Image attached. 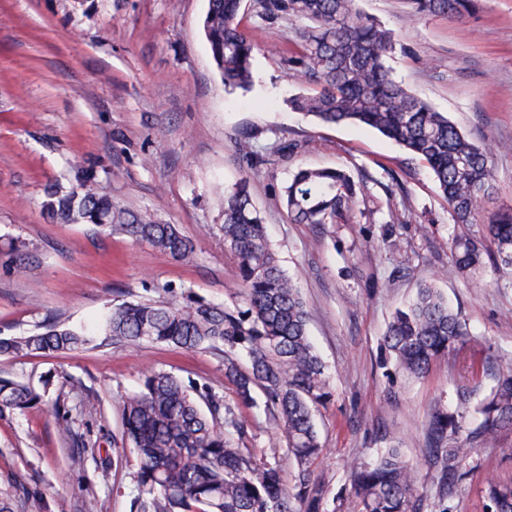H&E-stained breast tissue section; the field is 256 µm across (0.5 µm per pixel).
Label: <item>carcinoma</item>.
<instances>
[{
	"mask_svg": "<svg viewBox=\"0 0 512 512\" xmlns=\"http://www.w3.org/2000/svg\"><path fill=\"white\" fill-rule=\"evenodd\" d=\"M420 16L472 11V0H412ZM262 19L303 21L295 31L296 51L288 57L293 76L312 88L288 100L296 112L326 125H359L377 131L410 156L423 161L448 203L456 224H480L483 204L495 191L497 146L477 144L442 112L396 81L386 60L397 42L389 30L364 15L356 0H257ZM243 0H208L203 30L224 86L245 89L252 81L255 45L241 29ZM235 146L248 166L258 158L249 137ZM361 184L341 169L300 168L285 187L283 204L295 224H338L359 202ZM47 217L95 224L110 234L144 241L180 263H194V243L176 224L112 203L96 176L82 173L75 188L48 191ZM224 247L231 254L239 303L215 304L191 290L179 300L123 301L112 306L104 325L116 345L155 342L174 349H212L222 357L230 399L208 382H185L166 371L147 372L139 392L122 400L121 445L116 461L133 454L135 494L130 512H324L327 486L311 464L322 452L314 413L330 397L329 383L310 336V313L300 289L281 266L252 202L248 180L224 191ZM490 246L471 237L452 241L453 267L479 273L485 263L512 277V210L485 223ZM467 331L438 289L422 284L415 300L398 309L384 336L396 367L426 375L432 364L462 342ZM89 343L80 331L46 321L20 336L0 337V356L50 355ZM244 350L248 362L236 352ZM41 401L28 383L0 376V415L23 412ZM259 407L286 440L295 463L292 487L282 480L279 462L259 461L247 448L241 408ZM95 408L86 397L79 412ZM64 439L95 448L73 429L72 412L55 405ZM479 426L466 431L465 416L436 411L426 452L436 470L438 512H448V496L465 477L463 463L479 446L492 445L512 430V365L499 369L495 384L476 408ZM467 433L463 442L457 441ZM351 491L361 512H420L414 468L396 448L353 468ZM486 512H512V483L494 479L484 486ZM28 512H48L38 491L22 489Z\"/></svg>",
	"mask_w": 512,
	"mask_h": 512,
	"instance_id": "1",
	"label": "carcinoma"
}]
</instances>
